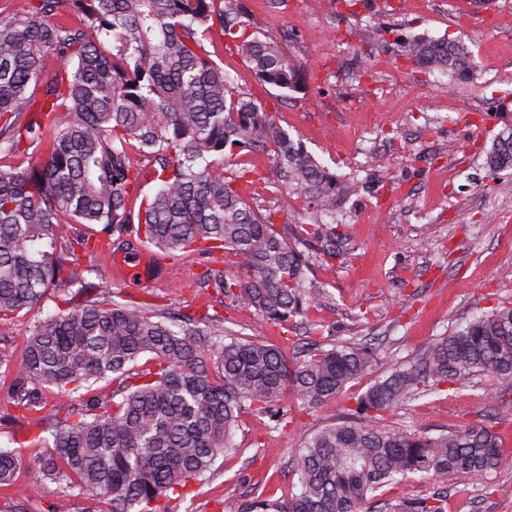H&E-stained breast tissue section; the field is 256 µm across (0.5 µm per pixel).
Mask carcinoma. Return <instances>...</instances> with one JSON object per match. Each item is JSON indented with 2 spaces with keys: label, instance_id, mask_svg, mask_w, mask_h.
<instances>
[{
  "label": "carcinoma",
  "instance_id": "obj_1",
  "mask_svg": "<svg viewBox=\"0 0 512 512\" xmlns=\"http://www.w3.org/2000/svg\"><path fill=\"white\" fill-rule=\"evenodd\" d=\"M67 2L80 25L58 19ZM21 14L0 16V154L22 158L0 170V330L21 313L24 356L10 403L32 436L0 448V512H30L9 496L21 448H42L34 477L64 485L45 512H174L233 452L241 414L293 422L366 377L372 344L334 337L308 322L327 288L314 275L349 259L336 223L339 181L280 124L278 112L235 92L206 50L214 30L232 39L255 77L284 93L304 89L308 68L277 44L246 34L240 0H27ZM401 56L460 82L471 75L469 48L447 39H413ZM46 147L40 164L29 149ZM151 163V191L129 149ZM246 148L274 162V184L301 190L310 222L283 223L281 209L253 208L240 182L256 170L228 167L224 154ZM493 171L512 169V131L487 154ZM120 250L147 242L169 257L197 252L195 286L214 291L221 310L173 311L116 299L87 281L79 265L91 232ZM234 256L229 273L215 252ZM248 312L277 326L285 347L232 328L224 313ZM309 341L294 342L301 325ZM149 356L140 362L143 356ZM512 392V302H501L447 336L423 357L395 364L354 397V407L306 434L288 493L226 497L221 512H447L448 476L512 468V449L489 423L439 434L385 424L400 403L472 381ZM108 381L110 386L99 382ZM77 399L64 417L45 411L42 393ZM411 477L432 482L424 495L388 498Z\"/></svg>",
  "mask_w": 512,
  "mask_h": 512
}]
</instances>
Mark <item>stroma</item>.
<instances>
[{
	"mask_svg": "<svg viewBox=\"0 0 512 512\" xmlns=\"http://www.w3.org/2000/svg\"><path fill=\"white\" fill-rule=\"evenodd\" d=\"M244 2L248 33L279 44L314 69V79L303 92L284 96L258 82L227 37L214 34L207 50L235 91L277 110L282 126L325 167L358 182L336 208L353 257L317 269L332 298L311 318L337 335L376 336L381 344L369 379L298 412L293 425L272 429L243 415L234 436L238 452L217 460L191 512H219L218 499L252 487L287 493L302 437L351 406V394L383 378L393 363L417 357L436 337L512 300V169L495 172L486 164L493 140L512 126V0H490L483 9L472 0H361L354 16L341 0ZM370 16L386 28L384 40L368 36ZM411 36L464 42L471 79L458 84L404 60L397 42ZM243 193L253 207H281L292 223L312 209L306 194L282 193L270 182ZM120 258L94 246L81 262L90 282L120 290L125 300L171 308L205 302L194 288L202 270L196 255L132 284L112 272ZM24 340L21 325L0 333V410ZM479 419L490 420L503 446L512 448V401L491 398L484 386L428 396L386 416L389 425L433 434ZM59 492L57 483L33 479L25 465L11 488L31 512H43ZM448 512H512V468L449 477Z\"/></svg>",
	"mask_w": 512,
	"mask_h": 512,
	"instance_id": "stroma-1",
	"label": "stroma"
}]
</instances>
